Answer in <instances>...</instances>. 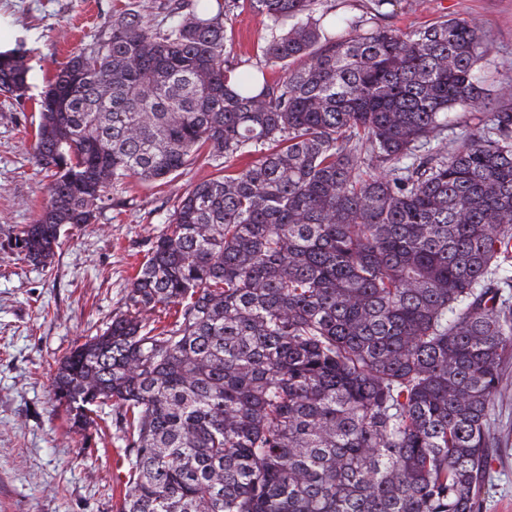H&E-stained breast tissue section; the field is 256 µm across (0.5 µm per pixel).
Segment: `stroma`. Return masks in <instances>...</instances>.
<instances>
[{
    "label": "stroma",
    "mask_w": 512,
    "mask_h": 512,
    "mask_svg": "<svg viewBox=\"0 0 512 512\" xmlns=\"http://www.w3.org/2000/svg\"><path fill=\"white\" fill-rule=\"evenodd\" d=\"M117 4L0 0L29 67L25 101H0V512H117L126 467L115 413L104 407L89 440L74 434L53 399L56 363L123 311L154 231L213 172L200 160L164 184L127 180L109 191L95 223L68 229L51 267L20 260L16 233L46 203L50 182L34 158L35 102L70 54L107 30ZM453 17L471 19L488 40V86L512 85V0H398L388 22L406 30ZM224 24L235 55L256 56L267 19L243 10ZM502 369L482 512H512V356Z\"/></svg>",
    "instance_id": "1"
}]
</instances>
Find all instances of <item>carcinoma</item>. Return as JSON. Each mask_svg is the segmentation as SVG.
<instances>
[{
  "label": "carcinoma",
  "mask_w": 512,
  "mask_h": 512,
  "mask_svg": "<svg viewBox=\"0 0 512 512\" xmlns=\"http://www.w3.org/2000/svg\"><path fill=\"white\" fill-rule=\"evenodd\" d=\"M394 2L125 0L37 100L52 181L15 237L34 265L112 185L217 170L54 375L73 432L119 416L118 512H480L512 353V92L481 80L471 21L402 31ZM247 8L273 82L230 58L224 17ZM28 73L0 54V94ZM496 106H497V101L494 98V96L492 95L491 98L487 101L485 108H483L482 110L463 111V110L458 109L456 111H452L453 114H451L450 117L448 118V121H449L448 130H446L444 132V134L442 135L443 142H446V143L451 142L455 137L459 136L464 131L465 128H467V127H464V123H462V121L465 120L464 118H461L463 115L462 112H476L475 117L477 119H475L474 121H471V123L468 124L469 126H473L474 123L478 122V118L479 119L482 118L484 121H486L488 119V117L490 116V113L495 110ZM455 112H457V113H455ZM457 122H461V123L459 124Z\"/></svg>",
  "instance_id": "cac0c4a2"
}]
</instances>
